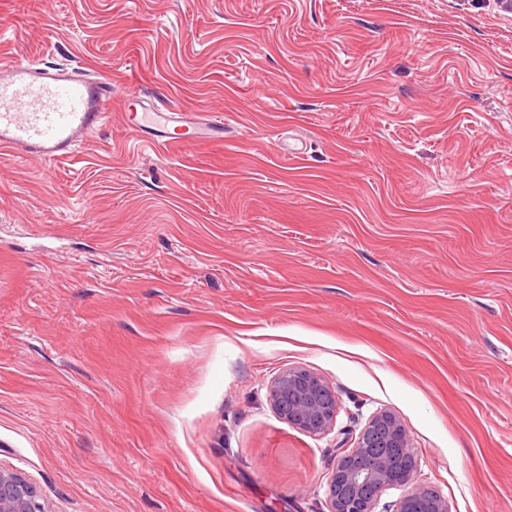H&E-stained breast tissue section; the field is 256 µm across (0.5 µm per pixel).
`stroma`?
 <instances>
[{
	"mask_svg": "<svg viewBox=\"0 0 512 512\" xmlns=\"http://www.w3.org/2000/svg\"><path fill=\"white\" fill-rule=\"evenodd\" d=\"M1 55L112 85L70 158L0 157V465L48 512H323L294 366L512 512L505 0H0ZM132 92L223 143L141 147Z\"/></svg>",
	"mask_w": 512,
	"mask_h": 512,
	"instance_id": "obj_1",
	"label": "stroma"
}]
</instances>
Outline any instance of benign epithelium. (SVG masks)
I'll return each mask as SVG.
<instances>
[{
	"label": "benign epithelium",
	"mask_w": 512,
	"mask_h": 512,
	"mask_svg": "<svg viewBox=\"0 0 512 512\" xmlns=\"http://www.w3.org/2000/svg\"><path fill=\"white\" fill-rule=\"evenodd\" d=\"M271 397L289 425L311 435L331 433L340 413L336 391L320 376L288 368L274 379ZM327 477V512H376L382 494L401 490L394 512H449L448 501L418 480V462L399 418L374 413L353 442H336ZM0 512H46L36 489L17 472L0 466Z\"/></svg>",
	"instance_id": "1"
}]
</instances>
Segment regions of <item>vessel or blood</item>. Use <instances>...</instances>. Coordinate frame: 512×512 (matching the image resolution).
I'll return each instance as SVG.
<instances>
[{
  "mask_svg": "<svg viewBox=\"0 0 512 512\" xmlns=\"http://www.w3.org/2000/svg\"><path fill=\"white\" fill-rule=\"evenodd\" d=\"M112 87L98 78H78L67 69L35 67L24 60L0 63V154L18 161L46 162L70 157L110 120ZM184 115L160 105L133 114L128 129L134 137L150 133V146L224 139L222 118L204 113L190 135L180 134Z\"/></svg>",
  "mask_w": 512,
  "mask_h": 512,
  "instance_id": "b4317fda",
  "label": "vessel or blood"
}]
</instances>
